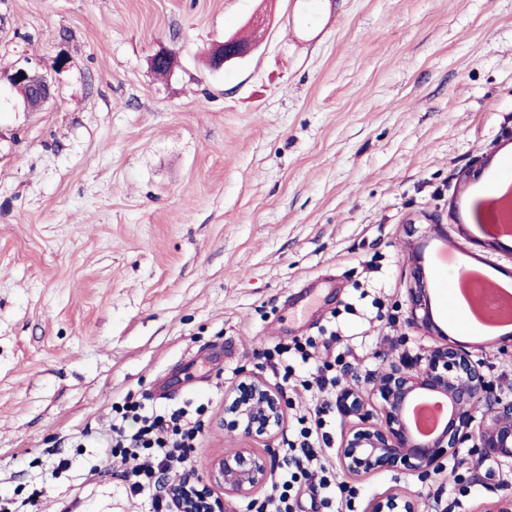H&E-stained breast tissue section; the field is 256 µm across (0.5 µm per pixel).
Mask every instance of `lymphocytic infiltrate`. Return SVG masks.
<instances>
[{"instance_id": "lymphocytic-infiltrate-1", "label": "lymphocytic infiltrate", "mask_w": 512, "mask_h": 512, "mask_svg": "<svg viewBox=\"0 0 512 512\" xmlns=\"http://www.w3.org/2000/svg\"><path fill=\"white\" fill-rule=\"evenodd\" d=\"M108 446L114 463L124 466L129 491L148 497L153 512H173L167 492L168 474L174 465L189 461L188 452L196 442L199 428L186 409L147 411L133 398L117 408ZM327 405L314 407L298 416L299 431L288 441L283 471L266 501L272 512H293L290 490L297 480H317L319 488L330 490L326 467L318 457L322 443L328 442L333 425Z\"/></svg>"}]
</instances>
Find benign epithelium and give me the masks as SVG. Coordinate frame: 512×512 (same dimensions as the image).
<instances>
[{
  "instance_id": "obj_1",
  "label": "benign epithelium",
  "mask_w": 512,
  "mask_h": 512,
  "mask_svg": "<svg viewBox=\"0 0 512 512\" xmlns=\"http://www.w3.org/2000/svg\"><path fill=\"white\" fill-rule=\"evenodd\" d=\"M253 46L234 39L211 51L215 69L241 59ZM10 85L24 91L26 106L43 104L51 96L47 76L37 70L19 68ZM409 259L413 283L408 290V322L427 336L441 342L427 354L413 359L405 368H389L372 380L378 409L353 389L338 394L341 412L357 424L338 448L343 467L351 474L396 470L421 478L444 472V461L457 448L474 438L483 457L512 464V399L495 393L494 383L482 362L473 358L467 346L448 341L434 319L430 289L421 265L420 245L410 243ZM423 398H437L447 404L446 421L433 433L421 434L412 424V409ZM287 398L253 372H243L224 400V412L253 442L264 443L267 451L241 446L224 451L209 464L208 481L198 485L185 475L169 487L177 512H231L233 499H249L269 481L272 463L270 440L283 428ZM483 410L481 419L475 412ZM368 512H419L418 505L399 492L371 500Z\"/></svg>"
}]
</instances>
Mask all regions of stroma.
<instances>
[{
    "instance_id": "35a3bbf8",
    "label": "stroma",
    "mask_w": 512,
    "mask_h": 512,
    "mask_svg": "<svg viewBox=\"0 0 512 512\" xmlns=\"http://www.w3.org/2000/svg\"><path fill=\"white\" fill-rule=\"evenodd\" d=\"M289 7L0 0V502L148 512L105 455L113 403L193 400L202 477L241 443L224 412L241 370L282 386L270 355L311 340L292 379L328 361L339 386L287 389L282 451L297 415L434 345L405 305L421 224L445 230L423 250L437 323L512 394V346L448 313L454 269L512 280V237L491 244L474 220L512 181V0H337L338 27L303 51ZM259 15V47L211 69ZM37 65L52 97L33 112L8 77ZM353 424L337 415L321 450L331 501L301 484L296 512H366L396 488L420 512H485L512 493L470 442L428 479L350 475L337 452Z\"/></svg>"
}]
</instances>
